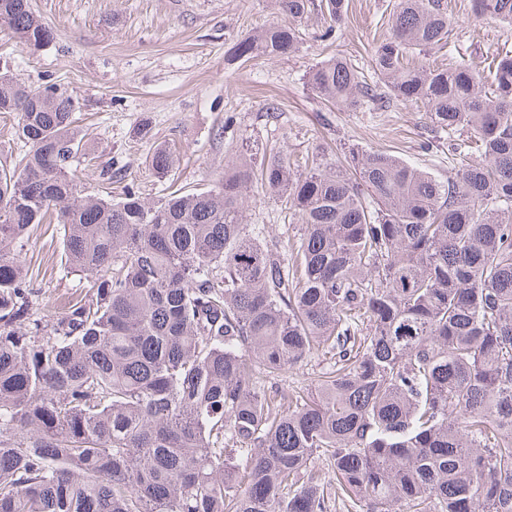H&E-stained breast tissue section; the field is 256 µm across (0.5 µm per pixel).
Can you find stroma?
Masks as SVG:
<instances>
[{
  "instance_id": "stroma-1",
  "label": "stroma",
  "mask_w": 512,
  "mask_h": 512,
  "mask_svg": "<svg viewBox=\"0 0 512 512\" xmlns=\"http://www.w3.org/2000/svg\"><path fill=\"white\" fill-rule=\"evenodd\" d=\"M52 33L38 49L22 46L0 27V57L10 58L19 81L56 84L79 103L80 125L96 165L80 170L92 191L120 197L126 184L144 197L166 188L215 185L224 164L238 156L253 163L279 147L296 160L318 153L343 158L349 148L387 150L405 162L447 179L458 165L449 140L467 141L459 128L446 137L426 112L396 104L387 110L347 112L311 89L306 73L329 54L372 71L375 46L390 32L394 0H347V14L330 43L321 35L326 16L312 8L301 21L298 51L248 64L228 53L241 38L279 21L275 0H32ZM454 41L439 51V63H477L498 45L512 46V25L475 19L470 0H452ZM275 112H268V105ZM234 115L232 127L224 118ZM432 142L423 150V142ZM158 144L176 157L167 177L145 163ZM112 169L113 180L101 170ZM246 221L287 241L297 220L260 186L250 192ZM63 229L55 219L35 226L23 259L36 290L40 314L56 317L82 288V278L64 265Z\"/></svg>"
}]
</instances>
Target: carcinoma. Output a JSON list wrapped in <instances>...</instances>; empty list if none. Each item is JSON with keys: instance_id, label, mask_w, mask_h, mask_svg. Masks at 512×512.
I'll use <instances>...</instances> for the list:
<instances>
[{"instance_id": "1", "label": "carcinoma", "mask_w": 512, "mask_h": 512, "mask_svg": "<svg viewBox=\"0 0 512 512\" xmlns=\"http://www.w3.org/2000/svg\"><path fill=\"white\" fill-rule=\"evenodd\" d=\"M310 4L278 0L235 59L297 50ZM472 10L512 23V0ZM0 24L50 40L31 0H0ZM450 33L446 0H396L370 76L339 56L308 72L345 110L397 101L470 129L479 159L455 144L447 180L386 151L299 169L272 149L152 200L87 191L77 102L0 59V113L29 144L0 170V512H512V50L427 62ZM254 180L300 223L285 251L244 219ZM49 214L85 279L55 319L22 260ZM315 354L314 386H266Z\"/></svg>"}]
</instances>
